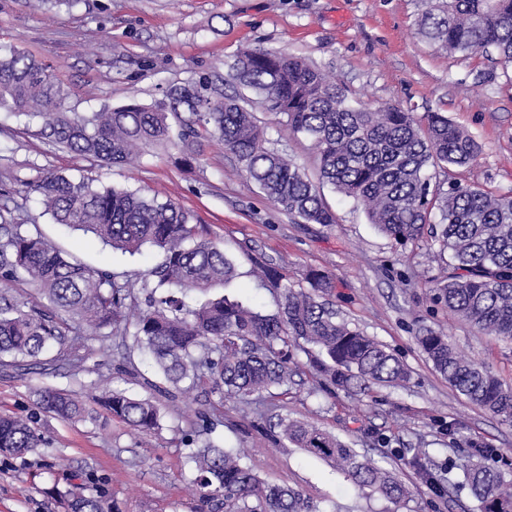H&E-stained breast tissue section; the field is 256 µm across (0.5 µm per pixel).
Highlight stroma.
Returning <instances> with one entry per match:
<instances>
[{
	"instance_id": "1",
	"label": "stroma",
	"mask_w": 512,
	"mask_h": 512,
	"mask_svg": "<svg viewBox=\"0 0 512 512\" xmlns=\"http://www.w3.org/2000/svg\"><path fill=\"white\" fill-rule=\"evenodd\" d=\"M424 0H81L47 9L36 0H0V49L17 47L49 65L72 112H96L130 101L153 103L168 83L220 70L227 94L238 93L233 65L247 46L283 50L319 67L348 96L399 106L426 117L441 112L480 143L455 179L493 194L512 192V63L477 52L449 55L417 34ZM251 106L267 129L268 145L317 175L316 149L289 134L286 118L260 100ZM0 107V189L20 190L38 171L54 169L115 186L159 194L194 214L207 238L223 247L237 276L226 297L271 315L272 290L259 287L258 262L279 265L300 283L318 269L335 283L330 298L340 317L384 344L408 368L407 387L371 386L349 394L315 374L296 350L294 382L278 398L276 414L337 435L408 488L393 502L361 491L322 459L289 445L266 419L224 401V424L213 441L243 453L265 482L297 488L321 512H479L463 489L460 463L477 449L497 451L496 467L512 480V424L470 404L433 367L416 341L427 326L450 337L458 351L512 385V341L477 332L433 303L429 280L440 261L429 237L396 246L369 223L350 198L324 188L333 224H304L274 206L240 170L236 157L214 138L183 161L178 150L158 148L125 165L107 167L60 148ZM65 255L126 280L159 263L144 247L130 256L101 240L53 222L38 197L24 213ZM115 337L89 346L88 371L74 379L56 364L0 367V412L33 414L43 386L97 385L147 397L160 408V427L140 435L116 420L69 423L39 416L37 429L50 452L0 454V512H63L59 492L71 485L100 498L107 512H213L191 490L198 411L207 396L168 394L142 355H128ZM444 479L436 493L410 466L415 454Z\"/></svg>"
}]
</instances>
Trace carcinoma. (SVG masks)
Masks as SVG:
<instances>
[{"instance_id": "obj_1", "label": "carcinoma", "mask_w": 512, "mask_h": 512, "mask_svg": "<svg viewBox=\"0 0 512 512\" xmlns=\"http://www.w3.org/2000/svg\"><path fill=\"white\" fill-rule=\"evenodd\" d=\"M418 31L448 54L494 52L512 62V0H427ZM233 71L239 85L287 117L289 134L314 143L319 180L360 205L387 239L405 245L430 227L442 262L440 276L431 280L435 298L478 332L512 340V194L453 181L454 169L481 151L470 133L437 112L423 121L401 107L354 102L322 70L280 51L246 48ZM2 106L42 122L40 134L55 144L112 166L167 145L192 159L201 137H216L275 206L305 224L336 223L305 170L266 147L255 113L239 97L224 94L217 70L168 86L150 105L133 101L83 114L65 111L49 66L16 48L0 55ZM434 175L442 181L433 186ZM31 194L40 196L55 223L90 232L114 249L131 255L145 245L160 250L163 259L147 273L154 286L145 298L139 299L132 282L66 258L26 224L19 213ZM258 269L259 281L277 291L274 315L213 294L235 279L236 267L172 200L41 172L25 183L21 199L9 191L0 195V365L22 369L49 353L76 377L84 371L85 342L130 337L175 390L188 394L201 387L215 396L199 413L201 442L192 454V485L203 498L224 512H320L300 490L267 484L240 455L211 440L224 416V398L233 396L249 408L288 393L293 350L302 342L318 349L310 355L313 367L345 391L370 383L404 388L410 374L384 345L336 318L323 301L333 288L328 275L312 270L301 287L271 262L258 263ZM24 277L44 302L13 290ZM106 328L110 332L101 333ZM418 341L459 394L512 423V386L460 353L441 332L425 329ZM89 399L134 431L159 428L160 409L148 398L107 390ZM87 400L43 387L36 409L69 422L96 423L99 414ZM277 427L289 444L331 463L353 486L392 501L405 497L396 472L337 436L289 418L279 419ZM48 447L33 417L0 415V449L23 455ZM463 476L482 512H512V482L497 467L472 462L463 466ZM65 504L66 512H106L102 501L73 490Z\"/></svg>"}]
</instances>
